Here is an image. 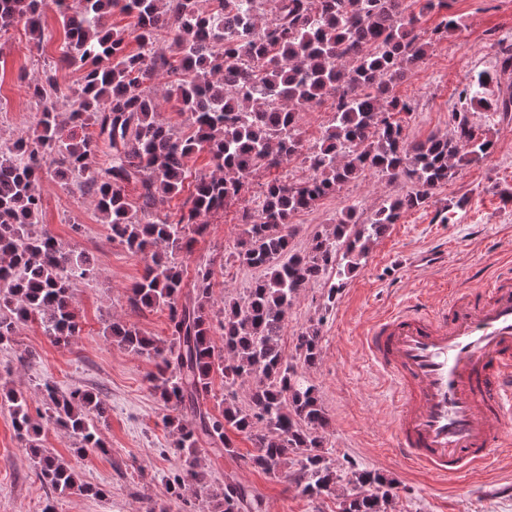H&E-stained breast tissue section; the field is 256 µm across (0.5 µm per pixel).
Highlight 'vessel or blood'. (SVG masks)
Returning <instances> with one entry per match:
<instances>
[{
    "label": "vessel or blood",
    "mask_w": 512,
    "mask_h": 512,
    "mask_svg": "<svg viewBox=\"0 0 512 512\" xmlns=\"http://www.w3.org/2000/svg\"><path fill=\"white\" fill-rule=\"evenodd\" d=\"M365 346L391 384L393 449L408 465L458 476L512 446V277L410 299Z\"/></svg>",
    "instance_id": "b4317fda"
}]
</instances>
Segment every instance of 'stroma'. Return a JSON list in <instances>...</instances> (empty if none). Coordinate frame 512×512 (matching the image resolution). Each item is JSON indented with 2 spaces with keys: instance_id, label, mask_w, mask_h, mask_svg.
I'll use <instances>...</instances> for the list:
<instances>
[{
  "instance_id": "obj_1",
  "label": "stroma",
  "mask_w": 512,
  "mask_h": 512,
  "mask_svg": "<svg viewBox=\"0 0 512 512\" xmlns=\"http://www.w3.org/2000/svg\"><path fill=\"white\" fill-rule=\"evenodd\" d=\"M449 11L462 16V30L436 41L397 88L414 106L404 118L412 139L448 132L459 91L478 72H495L499 45L512 44V0H450ZM44 27L38 47L21 24L0 37V140L17 136L36 121L26 84L41 77L46 64L57 63L65 40L54 9H47ZM491 135L493 152L437 187L426 206L403 213L372 244L334 304H327L326 296L337 281L335 273L308 285L289 311L281 339L285 356H293L297 334L318 324L321 357L308 377L331 420L329 457L345 470H373L394 478L393 512H512V452L447 479L415 470L394 454L388 385L362 346L367 324L388 307L415 295L435 299L438 289L451 284L479 287L487 275L512 261V120L496 124ZM39 188L43 224L59 241L93 257L98 274L73 290L82 331L69 346L55 345L35 322L23 325L14 342L0 345V386L23 391L34 408L48 380L63 390L79 387L99 393L109 405L106 417L97 422L106 449L77 451L65 429L45 425L43 446L68 462L87 486L86 491L52 498L9 412L0 408V512H43L49 502L56 512H157L161 507L167 512H207L212 490L228 476L262 497L264 512H338L339 496L310 498L293 481L248 466L255 446L241 435L233 438L236 456L204 454L203 487L187 491L181 500L166 495L163 478L183 461L170 446L163 425L167 410L149 381L154 365L106 339L102 329L106 322L121 319L164 338L169 334L168 313L129 307L126 290L144 262L112 241L96 218L92 198L62 186L50 174L43 176ZM404 190L403 184L375 174L345 184L295 215L296 248H305L314 234L335 223L347 205L359 203L369 215ZM250 203L246 197L209 216L208 231L192 253L177 257L189 284L200 264L211 263L215 302L244 295L254 276L230 259L242 230V209Z\"/></svg>"
}]
</instances>
